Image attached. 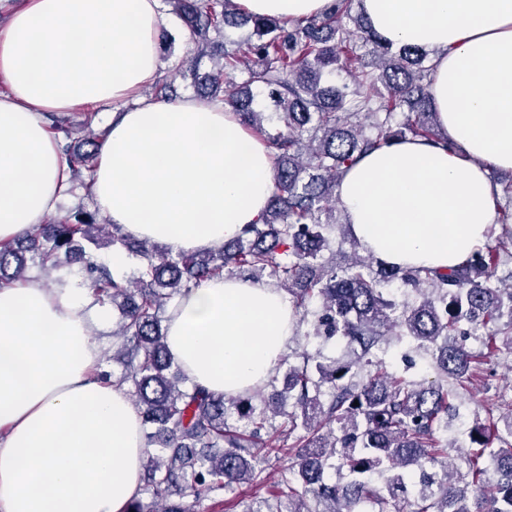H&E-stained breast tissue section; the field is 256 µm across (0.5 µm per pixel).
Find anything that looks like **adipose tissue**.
Masks as SVG:
<instances>
[{"label": "adipose tissue", "instance_id": "1", "mask_svg": "<svg viewBox=\"0 0 512 512\" xmlns=\"http://www.w3.org/2000/svg\"><path fill=\"white\" fill-rule=\"evenodd\" d=\"M291 22L333 0H237ZM395 46L436 50L431 94L448 135L365 154L338 195L380 260L454 268L494 222L490 173L512 172V0H360ZM159 0H14L0 26V242L55 211L70 166L44 116L111 110L93 175L110 223L175 252L218 249L261 223L266 145L223 104L127 102L158 78ZM285 293L215 278L184 296L166 345L190 381L235 394L264 381L294 334ZM110 323L81 279L0 288V512H127L145 446L125 390L93 376Z\"/></svg>", "mask_w": 512, "mask_h": 512}]
</instances>
